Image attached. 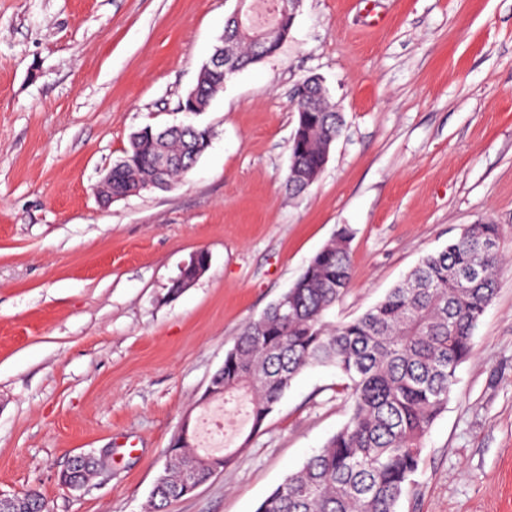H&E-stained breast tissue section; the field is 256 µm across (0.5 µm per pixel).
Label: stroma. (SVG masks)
Returning a JSON list of instances; mask_svg holds the SVG:
<instances>
[{
    "mask_svg": "<svg viewBox=\"0 0 512 512\" xmlns=\"http://www.w3.org/2000/svg\"><path fill=\"white\" fill-rule=\"evenodd\" d=\"M236 0H0V494L51 512H146L184 417L230 467L170 512H256L349 419L342 375L303 371L263 429L200 398L243 325L347 224L353 281L327 318L383 299L463 226L499 224L512 260V0H301L272 57L226 81L215 137L167 191L95 188L181 98ZM344 118L317 180L285 188L298 84ZM205 270L179 295L197 251ZM112 449L84 487L68 460ZM398 512H512V264L457 370Z\"/></svg>",
    "mask_w": 512,
    "mask_h": 512,
    "instance_id": "obj_1",
    "label": "stroma"
}]
</instances>
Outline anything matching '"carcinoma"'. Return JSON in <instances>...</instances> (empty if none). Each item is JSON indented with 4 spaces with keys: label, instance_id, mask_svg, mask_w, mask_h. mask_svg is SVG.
<instances>
[{
    "label": "carcinoma",
    "instance_id": "1",
    "mask_svg": "<svg viewBox=\"0 0 512 512\" xmlns=\"http://www.w3.org/2000/svg\"><path fill=\"white\" fill-rule=\"evenodd\" d=\"M240 62L254 63L256 47L243 35ZM228 77L203 68L197 94L184 99L206 109ZM318 112L298 113L291 141L287 189L299 194L323 169L330 146L342 135V115L322 98ZM213 130L196 125L161 139L154 128L135 132L124 156L112 166V191L127 177L150 182L160 157L183 159L167 179L209 148ZM352 228L344 224L310 261L302 275L259 318L248 322L212 377L220 403L243 399L250 433L260 432L294 379L305 369L334 366L346 379L348 422L323 448L289 474L256 512H397L421 463L425 435L446 409L458 368L472 351L474 332L493 300L504 265L500 227L469 224L459 237L423 256L407 277L362 315L339 324L327 312L353 279ZM234 452L203 450L196 432L176 440L149 501V512H167L199 486L228 468Z\"/></svg>",
    "mask_w": 512,
    "mask_h": 512
}]
</instances>
